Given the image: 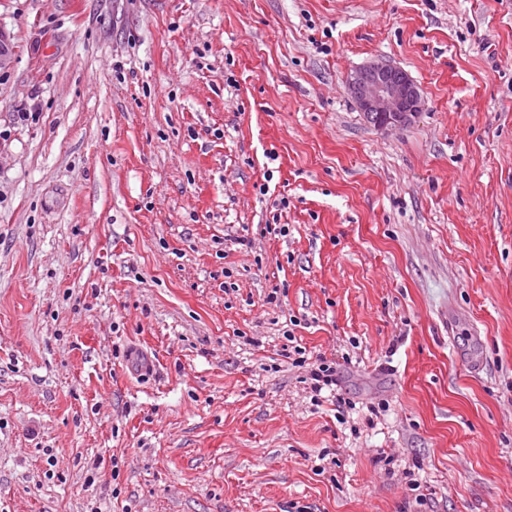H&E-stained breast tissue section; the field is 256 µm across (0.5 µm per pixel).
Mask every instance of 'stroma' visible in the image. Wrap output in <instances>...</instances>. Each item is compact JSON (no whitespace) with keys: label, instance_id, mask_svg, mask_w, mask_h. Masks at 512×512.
Returning <instances> with one entry per match:
<instances>
[{"label":"stroma","instance_id":"35a3bbf8","mask_svg":"<svg viewBox=\"0 0 512 512\" xmlns=\"http://www.w3.org/2000/svg\"><path fill=\"white\" fill-rule=\"evenodd\" d=\"M0 28V512H512V0ZM374 59L410 125L352 99ZM352 97L366 119L380 129L403 127L422 110L420 88L402 69L373 61L348 78ZM320 364L310 371L311 389L316 393H320L324 387L336 386V367L325 363V360L319 359Z\"/></svg>","mask_w":512,"mask_h":512}]
</instances>
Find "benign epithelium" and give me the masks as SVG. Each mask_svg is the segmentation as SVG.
<instances>
[{
	"label": "benign epithelium",
	"instance_id": "7a95c632",
	"mask_svg": "<svg viewBox=\"0 0 512 512\" xmlns=\"http://www.w3.org/2000/svg\"><path fill=\"white\" fill-rule=\"evenodd\" d=\"M352 97L366 119L380 129L403 127L424 106L420 88L402 69L373 61L348 78Z\"/></svg>",
	"mask_w": 512,
	"mask_h": 512
}]
</instances>
